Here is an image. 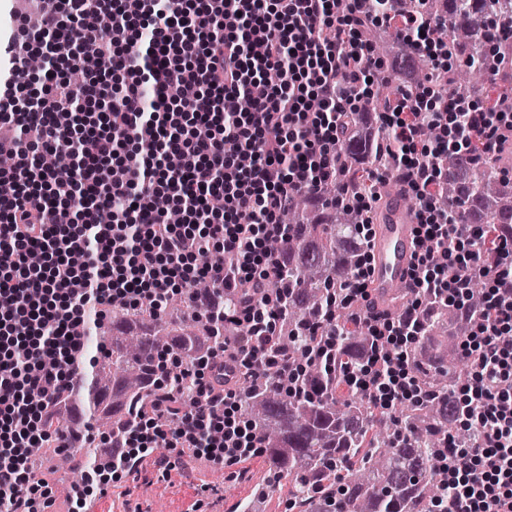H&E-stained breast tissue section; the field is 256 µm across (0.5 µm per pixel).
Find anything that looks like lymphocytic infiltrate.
<instances>
[{"label": "lymphocytic infiltrate", "instance_id": "1", "mask_svg": "<svg viewBox=\"0 0 512 512\" xmlns=\"http://www.w3.org/2000/svg\"><path fill=\"white\" fill-rule=\"evenodd\" d=\"M368 2L348 0L341 14L336 0H142L135 12L124 0H50L35 33L16 16L0 32L4 100L26 95L33 50L52 61L36 110L0 113V154L77 157L66 180L44 168L37 186L25 188L0 174V512L51 505L47 482L32 478L30 450L49 443L56 408L74 389L86 306L120 298L134 310L146 296L161 305L198 278L215 296L236 293L228 316L251 331L250 343L194 357L193 407L153 402L123 451L105 454L95 473L120 478L161 437L223 467L261 455L265 440L242 414L238 381L287 373L290 363L264 346L276 302L254 291L287 293L286 259L266 243L285 238L279 218L294 192L317 196L335 177L341 142L359 131L342 124L343 113L369 108V75L351 66L371 52L363 31L378 16ZM398 21L403 52L428 53L443 68L432 39L442 20L406 14ZM88 52L105 61L107 75L65 81L55 60L74 67ZM270 69L281 72L274 88L264 82ZM188 85L196 94L185 99ZM232 95L248 108L225 111ZM314 98L320 111L307 106ZM373 122L372 143L391 147L416 201L411 301L398 315L371 303L372 257L362 242L347 290L363 303L351 321L372 342L346 347L334 332L325 343L351 359L350 385L378 408L424 401L427 391L407 361L420 334L421 299L433 296L463 314L470 284L484 281L487 306L469 319L461 341L468 375L448 388L460 410L453 427L469 438L449 441L439 459L451 491L440 512H512V238L449 208L435 162L450 147L497 149L512 114L478 112L422 90ZM429 126L440 130L438 140L425 138ZM116 168L122 180L113 179ZM158 194L183 206V224L164 223L153 204ZM31 251L49 256V265L28 268ZM202 253L209 256L203 265Z\"/></svg>", "mask_w": 512, "mask_h": 512}]
</instances>
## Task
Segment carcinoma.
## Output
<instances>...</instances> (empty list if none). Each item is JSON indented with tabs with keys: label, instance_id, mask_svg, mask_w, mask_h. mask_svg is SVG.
<instances>
[{
	"label": "carcinoma",
	"instance_id": "cac0c4a2",
	"mask_svg": "<svg viewBox=\"0 0 512 512\" xmlns=\"http://www.w3.org/2000/svg\"><path fill=\"white\" fill-rule=\"evenodd\" d=\"M438 16L448 26L436 32L438 46L456 57L451 73L437 71L428 57L416 55L408 68H395L375 83L370 102L382 111L417 87H432L468 100L483 93L485 84L496 92L493 107L512 110V0H380L377 9ZM363 155L372 170L389 171L394 155L382 148H340L337 179L326 182L311 208L309 197L297 192L280 217L287 225L288 246L274 240L270 250L288 249V294L276 311L269 347L272 354L288 352L297 370L290 381L280 374L239 381L246 417L266 432L269 448L266 471L276 475L274 490L288 494V504L299 512H334L342 501L348 512H434L447 493L443 474L433 456L448 444V380L466 377L464 363L446 366L448 353L458 346L467 326L453 308L431 297L423 299V330L407 351L419 381L431 391L421 404L401 402L389 412L378 411L356 388L340 394L345 358L332 356L322 339L330 326L345 322L354 305L336 304L328 315L332 296L341 292L356 266L361 225L375 218L338 198V184L361 189L363 180L355 156ZM448 172L440 194L448 207L461 209L476 224H512V144L505 139L498 151L469 157L450 150L437 158ZM392 176L376 187L375 203L382 206L398 192ZM156 205L169 224L182 223L181 210L160 197ZM211 285L197 281L188 295L171 300L160 311L143 303L135 323L147 327L125 336H110L103 316H90L84 352L90 371L77 383L73 400L83 405L85 431L77 441L80 457L68 448H37L33 457L51 464L48 472L64 468L73 478L85 476L99 453L95 438L119 444L139 411L156 392L155 364L167 353L190 350L175 347V339H203L218 348L237 344L247 330L224 322L222 309L207 311L194 297L209 293ZM469 307L484 308L481 281L469 291ZM114 385L123 401L108 409L104 390ZM175 404H193L187 379L172 381Z\"/></svg>",
	"mask_w": 512,
	"mask_h": 512
}]
</instances>
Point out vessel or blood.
<instances>
[{
	"instance_id": "obj_1",
	"label": "vessel or blood",
	"mask_w": 512,
	"mask_h": 512,
	"mask_svg": "<svg viewBox=\"0 0 512 512\" xmlns=\"http://www.w3.org/2000/svg\"><path fill=\"white\" fill-rule=\"evenodd\" d=\"M415 227L414 215L400 202L391 201L383 209L371 243L370 286L376 298L391 297L405 286L417 248Z\"/></svg>"
}]
</instances>
